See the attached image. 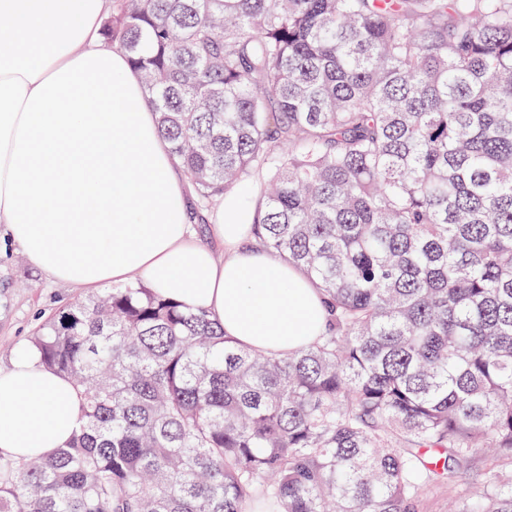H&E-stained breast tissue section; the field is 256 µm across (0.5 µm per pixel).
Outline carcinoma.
I'll list each match as a JSON object with an SVG mask.
<instances>
[{
	"mask_svg": "<svg viewBox=\"0 0 512 512\" xmlns=\"http://www.w3.org/2000/svg\"><path fill=\"white\" fill-rule=\"evenodd\" d=\"M196 213L259 177L256 242L327 332L241 348L135 278L31 337L84 399L0 461V512H413L512 462V0H112ZM457 512H512V471ZM509 469L510 465L498 461L491 448H477L468 466L458 474V481L449 485L448 481L432 483L419 498L414 512H448L462 493L469 495L480 491L490 470Z\"/></svg>",
	"mask_w": 512,
	"mask_h": 512,
	"instance_id": "1",
	"label": "carcinoma"
}]
</instances>
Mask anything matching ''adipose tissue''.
<instances>
[{"mask_svg": "<svg viewBox=\"0 0 512 512\" xmlns=\"http://www.w3.org/2000/svg\"><path fill=\"white\" fill-rule=\"evenodd\" d=\"M111 10L112 0H0V224L71 287L138 277L250 351L285 356L313 343L327 324L322 296L255 243L249 189L218 199L209 243L196 238L190 189L140 76L101 35ZM82 403L22 347L0 367V455L22 461L64 447Z\"/></svg>", "mask_w": 512, "mask_h": 512, "instance_id": "obj_1", "label": "adipose tissue"}]
</instances>
